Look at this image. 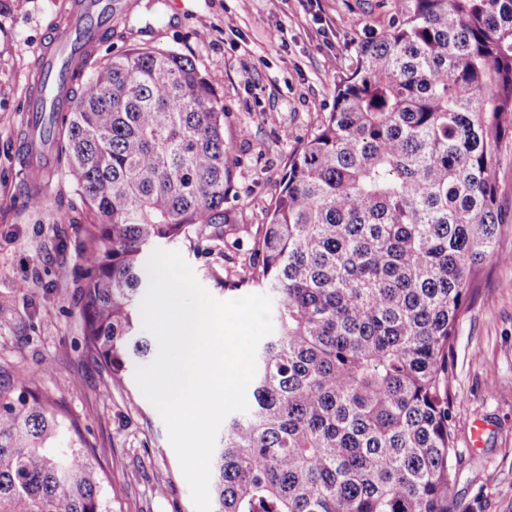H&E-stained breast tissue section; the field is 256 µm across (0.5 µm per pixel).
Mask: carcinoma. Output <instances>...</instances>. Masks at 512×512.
I'll use <instances>...</instances> for the list:
<instances>
[{"instance_id":"cac0c4a2","label":"carcinoma","mask_w":512,"mask_h":512,"mask_svg":"<svg viewBox=\"0 0 512 512\" xmlns=\"http://www.w3.org/2000/svg\"><path fill=\"white\" fill-rule=\"evenodd\" d=\"M397 2L254 242L245 282L272 298L273 332L214 449L213 512H460L451 354L512 236L497 206L512 0ZM71 81L50 122L88 211L85 342L120 382L151 354L153 247L235 234L231 147L182 54L132 48ZM0 512H112L78 423L21 377L0 378Z\"/></svg>"}]
</instances>
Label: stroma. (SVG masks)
<instances>
[{
  "label": "stroma",
  "instance_id": "obj_1",
  "mask_svg": "<svg viewBox=\"0 0 512 512\" xmlns=\"http://www.w3.org/2000/svg\"><path fill=\"white\" fill-rule=\"evenodd\" d=\"M72 3L0 0V372L33 381L79 421L114 512H195L158 411L134 378L113 383L86 347V219L63 166L51 172L44 208L28 204L22 106L36 53L65 28ZM394 16L395 0H131L113 20L86 73L134 46L170 49L195 62L224 106V207L245 230L195 251L176 247L215 299L248 295L239 273L293 155L332 112L357 44ZM453 353L457 500L512 512V262L485 268Z\"/></svg>",
  "mask_w": 512,
  "mask_h": 512
}]
</instances>
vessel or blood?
<instances>
[{"instance_id": "vessel-or-blood-1", "label": "vessel or blood", "mask_w": 512, "mask_h": 512, "mask_svg": "<svg viewBox=\"0 0 512 512\" xmlns=\"http://www.w3.org/2000/svg\"><path fill=\"white\" fill-rule=\"evenodd\" d=\"M111 15L112 0H76L65 32L39 54L37 66L47 73L49 82L44 89L32 90L24 107L23 166L27 172L37 176L49 174L55 141L45 133L46 119L49 113L71 106L65 67L90 58L111 24Z\"/></svg>"}]
</instances>
